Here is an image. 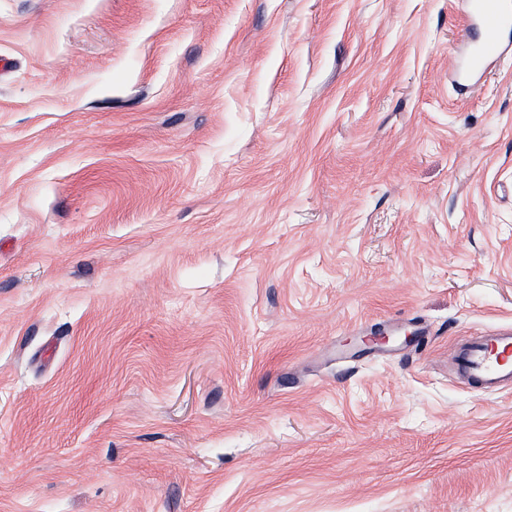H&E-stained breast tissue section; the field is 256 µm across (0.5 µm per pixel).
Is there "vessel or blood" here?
<instances>
[{"instance_id":"1","label":"vessel or blood","mask_w":512,"mask_h":512,"mask_svg":"<svg viewBox=\"0 0 512 512\" xmlns=\"http://www.w3.org/2000/svg\"><path fill=\"white\" fill-rule=\"evenodd\" d=\"M467 18L481 31L463 62H450L449 72L467 82H477L488 68L512 48V0H464ZM456 374L469 387L495 394L512 386V329L481 336H465L450 350Z\"/></svg>"}]
</instances>
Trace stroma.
Listing matches in <instances>:
<instances>
[{
  "label": "stroma",
  "instance_id": "35a3bbf8",
  "mask_svg": "<svg viewBox=\"0 0 512 512\" xmlns=\"http://www.w3.org/2000/svg\"><path fill=\"white\" fill-rule=\"evenodd\" d=\"M460 0H0V512H512V58ZM467 18L481 30V39L471 46L461 66L453 57L448 72L460 79L476 83L508 51L507 38L512 35V2L510 0H465ZM456 374L469 387L495 394L512 388V329L464 336L450 350Z\"/></svg>",
  "mask_w": 512,
  "mask_h": 512
}]
</instances>
